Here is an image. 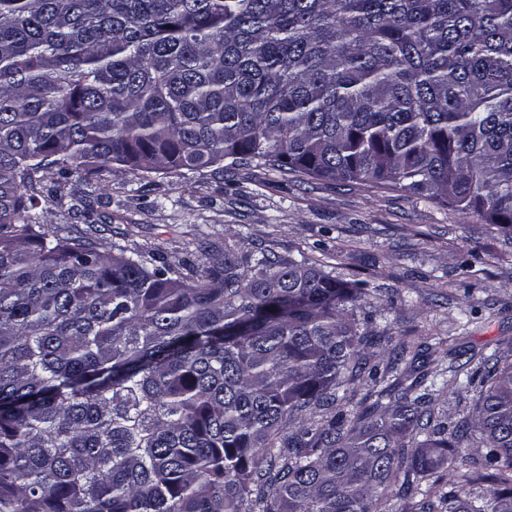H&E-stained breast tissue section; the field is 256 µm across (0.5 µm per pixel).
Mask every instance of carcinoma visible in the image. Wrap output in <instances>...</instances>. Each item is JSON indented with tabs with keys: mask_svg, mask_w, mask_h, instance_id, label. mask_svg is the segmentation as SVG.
Masks as SVG:
<instances>
[{
	"mask_svg": "<svg viewBox=\"0 0 512 512\" xmlns=\"http://www.w3.org/2000/svg\"><path fill=\"white\" fill-rule=\"evenodd\" d=\"M75 163L368 183L512 232V0H0V512H512V360L388 384L418 354L313 259L51 229L38 174ZM479 390L480 387L477 383L475 386L456 387L454 395L447 396V398L441 397L437 402L438 406L448 413L449 422L470 418Z\"/></svg>",
	"mask_w": 512,
	"mask_h": 512,
	"instance_id": "carcinoma-1",
	"label": "carcinoma"
}]
</instances>
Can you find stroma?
Returning a JSON list of instances; mask_svg holds the SVG:
<instances>
[{"label": "stroma", "mask_w": 512, "mask_h": 512, "mask_svg": "<svg viewBox=\"0 0 512 512\" xmlns=\"http://www.w3.org/2000/svg\"><path fill=\"white\" fill-rule=\"evenodd\" d=\"M43 220L96 225L128 250L198 260V238L307 256L342 282L364 280L373 304L360 329L422 349L429 378H449L468 350L512 354V233L411 194L341 187L262 168H205L150 177L112 165L94 177L41 174Z\"/></svg>", "instance_id": "obj_1"}]
</instances>
